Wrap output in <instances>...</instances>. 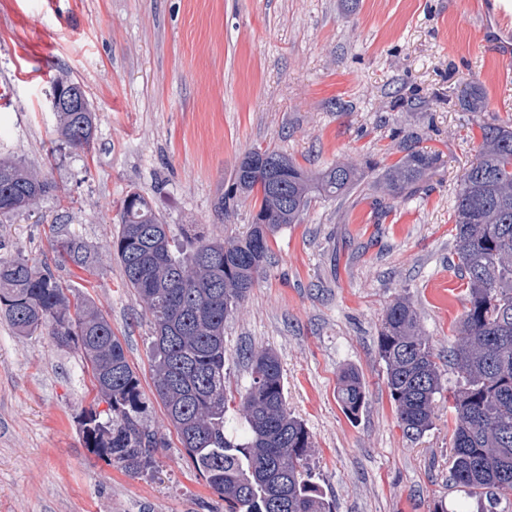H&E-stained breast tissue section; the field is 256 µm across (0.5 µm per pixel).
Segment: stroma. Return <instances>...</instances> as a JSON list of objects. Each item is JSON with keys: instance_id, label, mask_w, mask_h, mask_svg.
Listing matches in <instances>:
<instances>
[{"instance_id": "35a3bbf8", "label": "stroma", "mask_w": 512, "mask_h": 512, "mask_svg": "<svg viewBox=\"0 0 512 512\" xmlns=\"http://www.w3.org/2000/svg\"><path fill=\"white\" fill-rule=\"evenodd\" d=\"M512 0H0V157L56 186L29 213L0 216V255L48 263L109 319L139 377L144 418L165 439L157 470L132 477L86 448L83 411L106 412L80 351L47 332L16 335L0 317V512H224L195 471L155 394L152 326L112 253L128 191L175 236L246 233L245 200L214 204L254 148L309 173L339 162L364 173L342 198L312 200L269 240L266 268L224 324V382L242 393L252 353L282 363L288 409L308 428V462L334 512H480L449 477L455 418L438 397L432 427L400 425L378 353L388 304L409 300L453 389L448 352L464 312L454 201L483 125L512 121ZM79 80L97 116L94 145L59 141L50 97ZM479 88L482 111L461 104ZM428 110L415 109L417 100ZM440 155L422 193L368 196L401 156V133ZM89 245L61 258L50 225ZM355 368L366 405L349 417L338 376Z\"/></svg>"}]
</instances>
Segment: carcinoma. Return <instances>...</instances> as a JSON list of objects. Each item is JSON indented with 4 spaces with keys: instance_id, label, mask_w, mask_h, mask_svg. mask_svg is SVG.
<instances>
[{
    "instance_id": "cac0c4a2",
    "label": "carcinoma",
    "mask_w": 512,
    "mask_h": 512,
    "mask_svg": "<svg viewBox=\"0 0 512 512\" xmlns=\"http://www.w3.org/2000/svg\"><path fill=\"white\" fill-rule=\"evenodd\" d=\"M57 134L88 149L94 112H58ZM483 146L456 194L455 255L465 281V309L450 350L457 382L448 394L455 415L450 478L490 507L512 498V125L486 124ZM403 156L383 175V190L412 197L436 170L439 154L404 136ZM246 153L232 191L214 204L222 216L240 197L255 199L247 234L230 241L194 237L186 250L169 225L138 192L122 201L112 251L127 287L140 298L153 329L151 372L170 424L198 474L224 494L225 512H332L306 468L312 438L288 412L285 376L277 354L252 356L253 382L241 400V425L231 428L224 385V322L263 273L269 238L299 222L312 198H341L360 185L361 173L337 162L311 175L287 155L264 150L267 168ZM54 185L20 162L0 158V214L28 211ZM77 266L88 246L76 238L57 243ZM0 313L19 336L47 332L57 345L82 352L92 369L106 416L81 414L86 447L128 475L155 471L162 438L143 419L144 397L124 346L108 318L88 300L70 299L49 268L0 257ZM386 384L400 424L420 436L430 429L436 396L444 390L437 355L423 335L412 303L396 299L378 333ZM338 401L349 416L366 404L359 373L339 374Z\"/></svg>"
}]
</instances>
